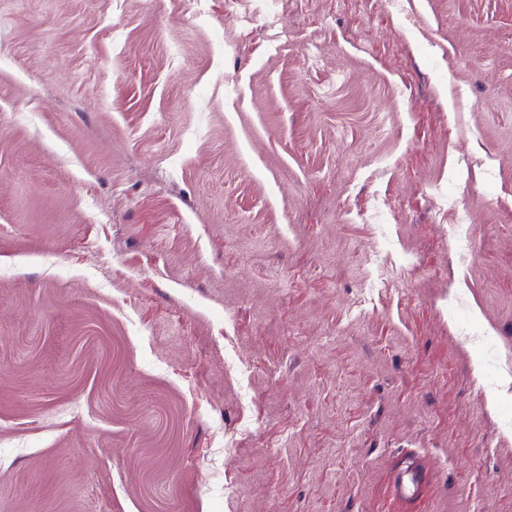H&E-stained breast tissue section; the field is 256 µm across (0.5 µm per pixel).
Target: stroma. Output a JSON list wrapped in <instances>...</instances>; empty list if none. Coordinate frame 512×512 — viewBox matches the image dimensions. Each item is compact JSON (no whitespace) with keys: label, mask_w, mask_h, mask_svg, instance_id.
<instances>
[{"label":"stroma","mask_w":512,"mask_h":512,"mask_svg":"<svg viewBox=\"0 0 512 512\" xmlns=\"http://www.w3.org/2000/svg\"><path fill=\"white\" fill-rule=\"evenodd\" d=\"M0 512H512V0H0Z\"/></svg>","instance_id":"35a3bbf8"}]
</instances>
